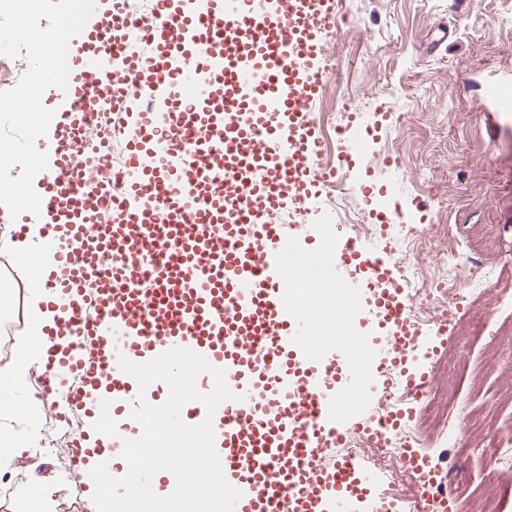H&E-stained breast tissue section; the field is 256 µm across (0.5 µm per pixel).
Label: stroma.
<instances>
[{
    "label": "stroma",
    "mask_w": 512,
    "mask_h": 512,
    "mask_svg": "<svg viewBox=\"0 0 512 512\" xmlns=\"http://www.w3.org/2000/svg\"><path fill=\"white\" fill-rule=\"evenodd\" d=\"M347 23L329 43L332 67L317 105L328 149L336 147L335 125L346 123L343 101L355 109V126L366 129L378 114L390 117L372 152H394L398 169L375 174L372 192L400 200L404 216L422 227L427 254L456 247L471 257L460 285L470 287L484 270L512 267V121L480 111L479 79L512 72V0H343ZM448 39L436 42L438 29ZM474 81L461 85L464 76ZM38 93L50 111L49 90L33 80L0 88V155L16 152L15 135L30 131L29 112L13 110V100ZM471 330L464 337L460 366L437 353L436 409L449 402L491 409L499 424L512 421V374L494 369L501 350L512 349V305L499 302L492 289L458 311ZM68 415L87 433V415L64 402L44 411L40 440L31 442L0 474V512H18V484L45 485L53 492L54 512H87L92 506L84 479H60L68 463V437L57 414ZM482 433L458 436L457 450L441 453L434 439L420 450L431 465L465 470L480 484L490 461ZM55 442L58 452L44 454Z\"/></svg>",
    "instance_id": "stroma-1"
}]
</instances>
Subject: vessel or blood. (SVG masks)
Wrapping results in <instances>:
<instances>
[{"instance_id": "b4317fda", "label": "vessel or blood", "mask_w": 512, "mask_h": 512, "mask_svg": "<svg viewBox=\"0 0 512 512\" xmlns=\"http://www.w3.org/2000/svg\"><path fill=\"white\" fill-rule=\"evenodd\" d=\"M125 4L104 0L100 17L70 34L65 79L40 76L59 103L55 149L37 212L16 221L43 219L56 264L42 286L69 312L44 388L78 378L68 397L96 403L93 452L121 477L122 442L142 428L130 416L138 385L119 357L191 349L237 395L212 416L224 475L242 493L234 512H354L369 473L326 454L367 430L340 404L363 367L343 341L316 343L330 325L305 289L363 267L364 282L344 287L345 313H371L378 364L410 392L421 378L405 367L406 346L447 336L413 328L394 262L304 220L329 186L315 171V104L342 0H155L136 22ZM133 27L148 53L128 47ZM105 102L134 115L124 193L107 219L82 190L94 160L79 147L87 114ZM481 105L512 112V76L486 83ZM286 213L300 223H282ZM404 461L415 512H432L423 458L411 450Z\"/></svg>"}]
</instances>
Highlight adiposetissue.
<instances>
[{
    "label": "adipose tissue",
    "mask_w": 512,
    "mask_h": 512,
    "mask_svg": "<svg viewBox=\"0 0 512 512\" xmlns=\"http://www.w3.org/2000/svg\"><path fill=\"white\" fill-rule=\"evenodd\" d=\"M8 248L17 275L28 282L26 313L31 331L20 337L16 357L0 367V413L8 415L18 410L36 423L41 418L43 403L30 390L28 375L31 369L46 364L61 314L39 285L44 270L55 262L54 252L44 241L43 223L38 219L26 224L23 234L9 241Z\"/></svg>",
    "instance_id": "adipose-tissue-1"
}]
</instances>
